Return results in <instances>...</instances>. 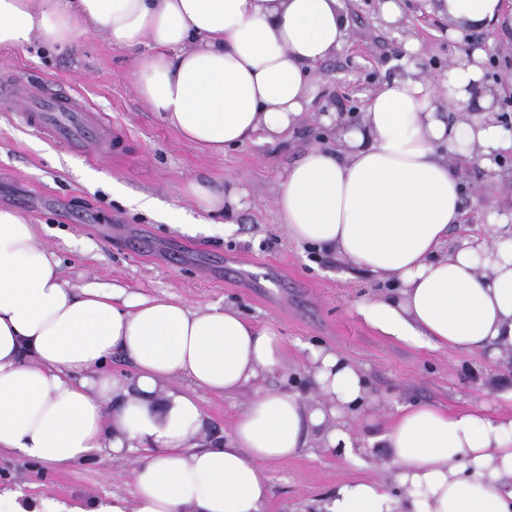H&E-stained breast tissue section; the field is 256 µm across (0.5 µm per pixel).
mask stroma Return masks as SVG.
<instances>
[{
	"label": "stroma",
	"instance_id": "35a3bbf8",
	"mask_svg": "<svg viewBox=\"0 0 512 512\" xmlns=\"http://www.w3.org/2000/svg\"><path fill=\"white\" fill-rule=\"evenodd\" d=\"M348 18L346 47L312 72L318 93L305 117L275 143H251L212 157L195 149L162 123L135 95L132 60L98 33L55 51L43 46L0 50V70L19 80L60 83L80 93L126 130L134 161L118 166L89 160L54 145L25 126L17 113L0 110V208L35 224L38 241L61 260L62 276L74 283L115 282L152 296L172 295L199 306L217 300L234 305L260 325L274 324L291 361L302 362L298 342L341 351L366 372L381 395L377 418L356 420L361 437L380 433L394 402L448 406L475 404L497 411L499 400L487 377L501 364L453 349L412 347L382 336L356 313L372 293H390L394 279L348 268L337 256L289 240L274 210L275 175L298 154L335 140L321 122L325 112H361L367 96L383 82L405 76L403 57L416 42L413 59L446 69L466 49L486 44L512 49V33L492 27L448 37V22L403 0L405 23L386 22L380 0H343ZM463 198L469 223L512 209V190L486 189L482 171L465 167ZM235 181L245 192L243 207L223 237L189 233L201 213L192 185L219 190ZM153 199L154 210L138 200ZM252 396L204 395L202 408L213 437L227 435L236 412ZM132 460L99 454L69 465H46L0 452V493L18 495L25 506L57 502L84 507L112 495H128ZM270 495L264 512H315L320 500L349 479L391 482L392 471L373 452L351 465L335 452L269 466Z\"/></svg>",
	"mask_w": 512,
	"mask_h": 512
}]
</instances>
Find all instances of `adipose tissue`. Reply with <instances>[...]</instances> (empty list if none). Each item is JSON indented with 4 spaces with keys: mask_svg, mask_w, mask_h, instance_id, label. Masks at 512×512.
Listing matches in <instances>:
<instances>
[{
    "mask_svg": "<svg viewBox=\"0 0 512 512\" xmlns=\"http://www.w3.org/2000/svg\"><path fill=\"white\" fill-rule=\"evenodd\" d=\"M455 21L454 37L512 27L502 0H419ZM340 0H0V49L65 50L100 33L131 53L138 98L214 157L282 140L317 95L310 72L346 42ZM482 51L442 74L420 71L367 97L361 122L333 128L338 149L313 146L276 175L274 209L291 241L396 278V296L357 306L383 335L418 347L512 362V225L492 215L462 235L463 165L495 162L512 135L489 118L498 90ZM36 227L0 209V451L49 464L97 452L136 455L130 496L92 510L262 512L266 469L322 441L348 463L384 448L392 483L338 484L318 512H512V411L399 402L363 439L374 412L365 371L340 352L305 347V391L287 377V344L221 301L199 307L100 281L64 279ZM133 367L109 372L113 356ZM252 399L221 442L206 439L201 393Z\"/></svg>",
    "mask_w": 512,
    "mask_h": 512,
    "instance_id": "ef3b65f1",
    "label": "adipose tissue"
}]
</instances>
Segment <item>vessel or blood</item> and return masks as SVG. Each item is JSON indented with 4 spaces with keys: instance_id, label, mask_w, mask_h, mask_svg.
Listing matches in <instances>:
<instances>
[{
    "instance_id": "1",
    "label": "vessel or blood",
    "mask_w": 512,
    "mask_h": 512,
    "mask_svg": "<svg viewBox=\"0 0 512 512\" xmlns=\"http://www.w3.org/2000/svg\"><path fill=\"white\" fill-rule=\"evenodd\" d=\"M24 124L74 152L103 153L121 162L129 157L125 131L94 111L83 98L48 81L31 83L19 107Z\"/></svg>"
}]
</instances>
